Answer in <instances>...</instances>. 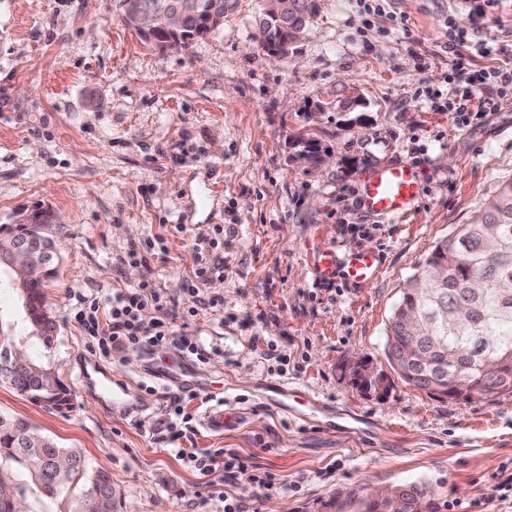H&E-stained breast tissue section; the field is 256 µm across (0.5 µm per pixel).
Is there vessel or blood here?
Wrapping results in <instances>:
<instances>
[{
  "label": "vessel or blood",
  "instance_id": "b4317fda",
  "mask_svg": "<svg viewBox=\"0 0 512 512\" xmlns=\"http://www.w3.org/2000/svg\"><path fill=\"white\" fill-rule=\"evenodd\" d=\"M421 191L418 174L406 163H384L371 167L361 184V206L364 210L401 219L407 216ZM317 265L320 273L330 274L342 270L346 279L355 284H366L375 279L379 257L359 250L341 255L330 248L321 249ZM157 377L181 390L202 391V384L188 368L180 371L160 369ZM79 377L83 385L91 386L95 396L119 412L137 410V392L129 384L113 381L111 376L92 378L88 368H81Z\"/></svg>",
  "mask_w": 512,
  "mask_h": 512
}]
</instances>
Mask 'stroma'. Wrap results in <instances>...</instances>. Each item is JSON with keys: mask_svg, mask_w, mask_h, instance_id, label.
I'll return each mask as SVG.
<instances>
[{"mask_svg": "<svg viewBox=\"0 0 512 512\" xmlns=\"http://www.w3.org/2000/svg\"><path fill=\"white\" fill-rule=\"evenodd\" d=\"M315 0L296 51L271 62L253 23L257 0L184 50L145 44L120 0H0V225L41 209L61 254L46 290L51 349L35 353L70 390L50 412L0 385V413L26 419L110 473L118 512H340L376 486L425 487L434 512L452 501L512 512L491 486L512 474V394L441 400L405 383L384 354L385 328L407 280L435 243L470 223L512 178V87L485 110L451 111L468 78L512 65V0ZM469 30L448 42V23ZM463 70H456V61ZM316 142L326 162L300 159ZM413 164L421 196L395 222L359 205L364 171ZM184 232L167 233L170 225ZM224 277L200 285L189 328L162 349L104 360L139 386L144 413L98 403L77 380L88 359L77 300L152 279L181 304L196 282L198 232ZM151 240L146 265L131 246ZM378 253L367 286L325 279L319 249ZM197 283V282H196ZM191 330L195 364L224 404L223 432L201 418L165 424L163 387L137 364L176 367ZM285 382L331 418L270 405ZM187 450L224 448L271 490L242 478L201 479Z\"/></svg>", "mask_w": 512, "mask_h": 512, "instance_id": "stroma-1", "label": "stroma"}]
</instances>
